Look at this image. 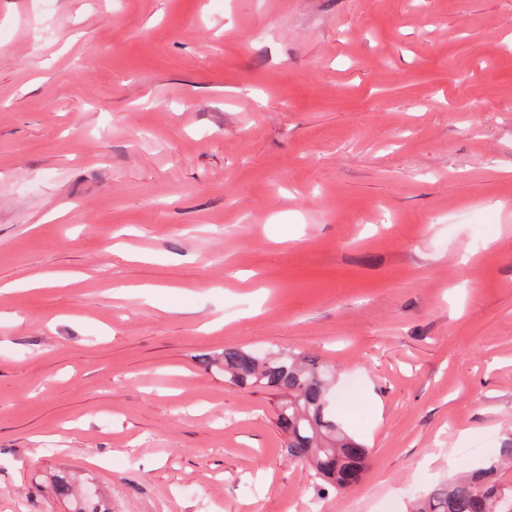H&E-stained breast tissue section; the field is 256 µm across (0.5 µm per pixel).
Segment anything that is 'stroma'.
<instances>
[{
    "mask_svg": "<svg viewBox=\"0 0 512 512\" xmlns=\"http://www.w3.org/2000/svg\"><path fill=\"white\" fill-rule=\"evenodd\" d=\"M234 346L334 368L317 494ZM512 440V0H0V512H407Z\"/></svg>",
    "mask_w": 512,
    "mask_h": 512,
    "instance_id": "obj_1",
    "label": "stroma"
}]
</instances>
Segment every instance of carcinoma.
<instances>
[{
  "label": "carcinoma",
  "mask_w": 512,
  "mask_h": 512,
  "mask_svg": "<svg viewBox=\"0 0 512 512\" xmlns=\"http://www.w3.org/2000/svg\"><path fill=\"white\" fill-rule=\"evenodd\" d=\"M329 380V366L313 359L224 348V381L278 394L276 424L287 438L288 454L308 464L330 488L343 491L362 480L369 449L331 415ZM504 462L491 459L469 477L434 487L416 497L414 512H512V487L495 478ZM97 497L95 486H84L73 512H98L92 508Z\"/></svg>",
  "instance_id": "cac0c4a2"
}]
</instances>
